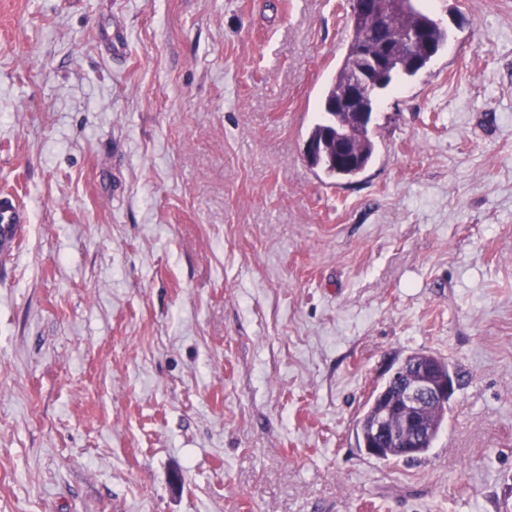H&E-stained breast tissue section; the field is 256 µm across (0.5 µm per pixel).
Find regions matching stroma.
I'll list each match as a JSON object with an SVG mask.
<instances>
[{
    "instance_id": "obj_1",
    "label": "stroma",
    "mask_w": 512,
    "mask_h": 512,
    "mask_svg": "<svg viewBox=\"0 0 512 512\" xmlns=\"http://www.w3.org/2000/svg\"><path fill=\"white\" fill-rule=\"evenodd\" d=\"M424 4L347 180V0H0V512H512V0ZM420 352L447 421L376 459ZM352 127L351 141L354 151L359 157L360 166L365 170L375 154V144L368 127ZM27 223L26 211L15 197L0 194V253L7 254L16 239L21 224ZM420 356L430 357L431 360L417 359L407 364L402 362L388 376L386 381L393 384L394 398L385 402L372 422V434L374 445L365 448L366 452L378 458L379 446L398 444L401 448H407L408 456H411L416 448H423L430 436V431L420 424L419 416L431 406L445 404L451 399L457 388L455 376L448 371V364L441 361V369L445 379H438V359L433 355L421 354L408 358L412 361ZM449 405V402H448ZM448 405L445 407H431L425 413L426 421L433 426L432 439L421 452L411 458L403 457L398 448H389L384 452L381 460L403 459L414 460L424 455L432 447L442 427L447 420ZM399 414L400 424L396 421Z\"/></svg>"
}]
</instances>
